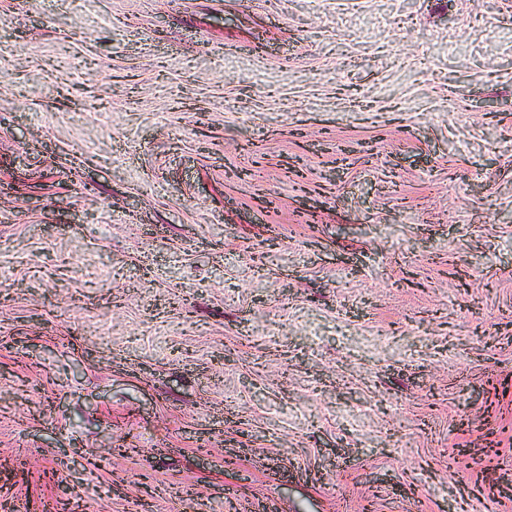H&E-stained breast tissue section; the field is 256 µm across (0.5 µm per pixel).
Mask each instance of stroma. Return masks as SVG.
<instances>
[{"label":"stroma","instance_id":"stroma-1","mask_svg":"<svg viewBox=\"0 0 512 512\" xmlns=\"http://www.w3.org/2000/svg\"><path fill=\"white\" fill-rule=\"evenodd\" d=\"M0 512H512V0H0Z\"/></svg>","mask_w":512,"mask_h":512}]
</instances>
